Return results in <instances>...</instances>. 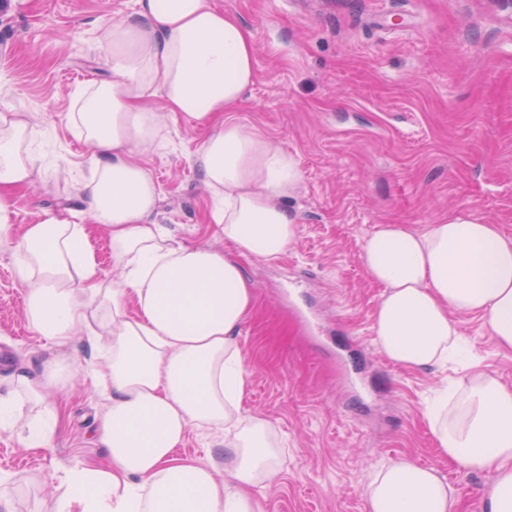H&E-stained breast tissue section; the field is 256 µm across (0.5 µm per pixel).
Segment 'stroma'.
<instances>
[{
  "mask_svg": "<svg viewBox=\"0 0 512 512\" xmlns=\"http://www.w3.org/2000/svg\"><path fill=\"white\" fill-rule=\"evenodd\" d=\"M252 33L255 78L236 118L293 153L302 175L288 208L298 235L274 261L247 260L252 314L238 336L249 373L245 414L280 436L282 473L260 512H364L370 476L409 459L444 475L464 506L480 512L492 472L449 464L429 429L425 399L455 366L411 370L378 349L373 314L382 289L361 258L380 224L415 228L458 211L512 237V13L496 0H217ZM131 0H0V106L33 114L37 150L52 170L15 200L13 223L75 209L70 170L90 149L67 124L78 89L111 80L100 29ZM205 137L167 121L162 144L141 163L160 190L158 221L177 240L223 242L194 154ZM19 256L0 243V393L14 373L64 358L72 387L54 390L60 434L53 451L29 448L20 429L0 431V479L14 512H51L46 474L102 465L95 439L106 410L100 380L105 340L80 334L58 345L29 326ZM460 335L481 370L512 386L502 352L476 316Z\"/></svg>",
  "mask_w": 512,
  "mask_h": 512,
  "instance_id": "obj_1",
  "label": "stroma"
}]
</instances>
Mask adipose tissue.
<instances>
[{
	"mask_svg": "<svg viewBox=\"0 0 512 512\" xmlns=\"http://www.w3.org/2000/svg\"><path fill=\"white\" fill-rule=\"evenodd\" d=\"M112 80L79 89L69 125L88 144L80 206L47 213L14 230L18 191L43 176L30 117L0 110V241L21 254L26 318L63 342L95 327L108 339L112 382L96 439L106 469H73L55 512H258V498L280 474L269 422L242 411L248 372L237 341L255 292L243 262L276 260L295 241L287 206L302 183L293 154L232 119L254 79L252 33L214 0H133L122 21L102 28ZM161 97L163 112L149 105ZM207 129L195 157L213 199L208 219L224 249L174 241L157 221L159 191L138 157L159 136L162 116ZM103 230L120 287L102 279L86 228ZM362 259L383 289L374 313L379 350L415 370L440 365L460 346L454 314L483 320L512 351V238L498 225L459 212L416 229L382 224L365 238ZM69 361H45L0 394V428L20 410L17 392L38 407L28 447H55L50 388H66ZM435 444L449 462L492 479L481 512H512V387L468 367L427 411ZM224 433V463L176 458L194 427ZM365 512H461L445 477L409 460L373 475Z\"/></svg>",
	"mask_w": 512,
	"mask_h": 512,
	"instance_id": "obj_1",
	"label": "adipose tissue"
}]
</instances>
